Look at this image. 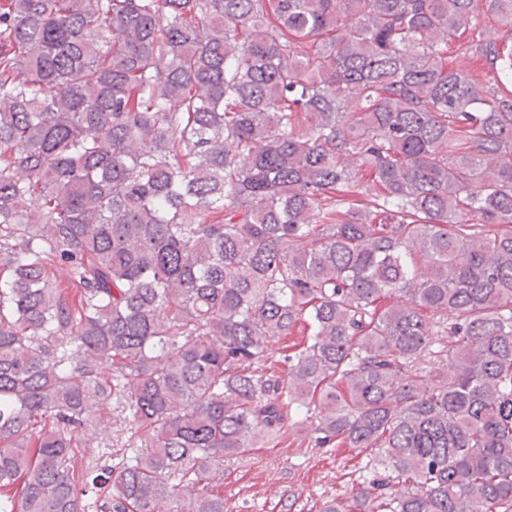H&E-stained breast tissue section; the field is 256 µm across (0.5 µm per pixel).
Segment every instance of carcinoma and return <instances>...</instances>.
Wrapping results in <instances>:
<instances>
[{"label": "carcinoma", "instance_id": "1", "mask_svg": "<svg viewBox=\"0 0 512 512\" xmlns=\"http://www.w3.org/2000/svg\"><path fill=\"white\" fill-rule=\"evenodd\" d=\"M2 272L0 512H224L301 422L381 449L322 512H512V0H0ZM104 422L98 429L97 439L94 446H99L101 449L112 448V457L107 458L106 465H113L117 463L123 454L124 448L129 443L127 440L134 433V426L129 423L126 413L117 405L109 403L104 406L102 410ZM117 435H119V442H117ZM122 437V438H121Z\"/></svg>", "mask_w": 512, "mask_h": 512}]
</instances>
